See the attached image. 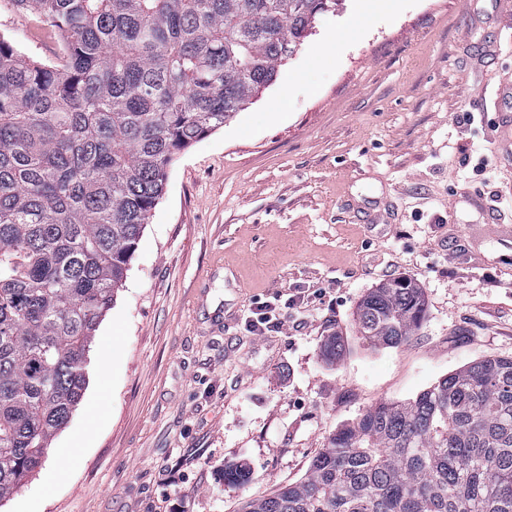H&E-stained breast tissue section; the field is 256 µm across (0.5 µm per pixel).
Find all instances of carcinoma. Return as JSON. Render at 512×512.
Masks as SVG:
<instances>
[{
  "label": "carcinoma",
  "mask_w": 512,
  "mask_h": 512,
  "mask_svg": "<svg viewBox=\"0 0 512 512\" xmlns=\"http://www.w3.org/2000/svg\"><path fill=\"white\" fill-rule=\"evenodd\" d=\"M340 0H8L61 36L42 64L0 35V504L42 467L86 389L171 162L271 84ZM422 288L359 302L372 348L406 345ZM326 337L321 356L345 353ZM250 473L224 466V482ZM239 512H512V357L468 363L341 424L305 475Z\"/></svg>",
  "instance_id": "obj_1"
}]
</instances>
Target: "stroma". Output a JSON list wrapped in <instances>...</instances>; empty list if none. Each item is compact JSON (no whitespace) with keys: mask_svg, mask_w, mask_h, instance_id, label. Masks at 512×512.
Listing matches in <instances>:
<instances>
[{"mask_svg":"<svg viewBox=\"0 0 512 512\" xmlns=\"http://www.w3.org/2000/svg\"><path fill=\"white\" fill-rule=\"evenodd\" d=\"M356 3L177 156L83 398L0 512H235L300 480L369 407L512 357V143L485 134L512 114V12L374 0L351 30ZM0 33L45 63L60 52L7 0ZM398 276L422 287L425 318L408 344L370 348L357 303ZM278 294L281 332L250 335L251 309ZM333 332L346 352L329 365ZM237 463L250 481L225 484Z\"/></svg>","mask_w":512,"mask_h":512,"instance_id":"stroma-1","label":"stroma"}]
</instances>
